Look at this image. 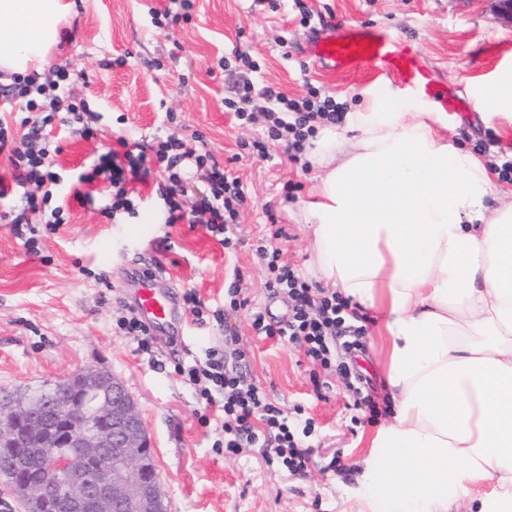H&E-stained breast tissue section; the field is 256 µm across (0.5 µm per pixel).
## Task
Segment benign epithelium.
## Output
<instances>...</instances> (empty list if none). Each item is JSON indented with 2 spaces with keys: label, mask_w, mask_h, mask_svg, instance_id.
Segmentation results:
<instances>
[{
  "label": "benign epithelium",
  "mask_w": 512,
  "mask_h": 512,
  "mask_svg": "<svg viewBox=\"0 0 512 512\" xmlns=\"http://www.w3.org/2000/svg\"><path fill=\"white\" fill-rule=\"evenodd\" d=\"M60 400L0 394V476L26 485L27 512H166L145 458L143 420L125 384L104 371L61 383ZM51 449L50 473L28 478L31 448Z\"/></svg>",
  "instance_id": "obj_1"
}]
</instances>
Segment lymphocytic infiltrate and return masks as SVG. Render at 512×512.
I'll list each match as a JSON object with an SVG mask.
<instances>
[{
    "instance_id": "1",
    "label": "lymphocytic infiltrate",
    "mask_w": 512,
    "mask_h": 512,
    "mask_svg": "<svg viewBox=\"0 0 512 512\" xmlns=\"http://www.w3.org/2000/svg\"><path fill=\"white\" fill-rule=\"evenodd\" d=\"M69 79L70 73L63 65L55 67L53 78L42 82L33 75L13 76L10 96L26 115L16 131L0 120V156L8 162L13 180L9 186L0 181V201L18 191L25 202L22 209L1 210L0 222L9 224L31 253L38 250L41 231H56L67 220L64 207L55 203L62 190L59 177L49 169L48 159L53 153L49 127L57 124L66 132L77 131L89 138L95 134L92 124L96 115L87 111L85 102L71 96ZM257 97L266 103L270 139L283 141L293 161L298 160L318 126L339 120L332 99L321 100L314 94L301 100L289 99L272 87L258 88L248 82L229 103L240 124L253 121L248 107ZM153 169L164 178L159 194L168 226L200 224L224 248L236 244L238 217L246 201L240 180L230 176L212 152L172 128L147 144L117 137L115 147L98 156L78 177L79 182L87 184L104 182L105 190L96 194L77 191L73 197L81 206H100L115 218L135 217L142 201L138 186L146 182ZM198 181L203 182V190L191 192L192 183ZM36 213L44 216L42 226L31 221ZM256 252L263 262L268 288L289 304L287 318L276 319L267 309L250 305L235 282L227 290L228 306L224 309L206 305L195 289H187L182 300L192 324L218 330L222 338L204 349L202 359L191 364L176 363L174 373L192 389L200 423L213 427L214 452L236 454L259 445L267 463L301 474L313 462V450L303 440L314 432V421L285 415L251 376L246 351L233 345L237 331L226 312L245 310L255 336L287 341L318 366V373L311 376L317 398H325L329 388L328 382L321 380V373L339 374L353 396V410L366 420L380 413L357 370V354L365 349L371 319L352 306L350 298L310 285L295 267L283 262L282 249L261 244Z\"/></svg>"
}]
</instances>
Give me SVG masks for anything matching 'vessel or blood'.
<instances>
[{"label":"vessel or blood","mask_w":512,"mask_h":512,"mask_svg":"<svg viewBox=\"0 0 512 512\" xmlns=\"http://www.w3.org/2000/svg\"><path fill=\"white\" fill-rule=\"evenodd\" d=\"M309 52L329 71L343 76L370 70L394 92L422 101L443 118H455L460 110L456 95L439 88L414 46L391 29L348 25L316 42ZM127 297L154 335H180L188 329L185 311L159 273L142 269L131 275Z\"/></svg>","instance_id":"obj_1"}]
</instances>
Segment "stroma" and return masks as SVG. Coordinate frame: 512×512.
I'll return each instance as SVG.
<instances>
[{
	"instance_id": "obj_1",
	"label": "stroma",
	"mask_w": 512,
	"mask_h": 512,
	"mask_svg": "<svg viewBox=\"0 0 512 512\" xmlns=\"http://www.w3.org/2000/svg\"><path fill=\"white\" fill-rule=\"evenodd\" d=\"M70 2L53 60L68 66L75 96L101 119L95 137L61 133L53 170L71 185L117 136L151 140L164 128L166 113H174L180 134L201 136L242 182L248 200L238 219L241 241L228 252L202 228L166 226L155 172L140 187L136 217L122 224L65 197L67 223L41 237L34 254L0 223V389L53 384L87 369L124 381L144 420L168 512H351L367 491L360 460L392 407L373 359L363 366L381 412L375 422L355 424L341 377L330 375L326 399H317L311 364L288 343L254 336L244 312L231 313L253 377L285 412L299 407L314 419V463L293 475L266 464L258 448L216 454L191 389L173 372L176 359L201 352L216 332L192 328L179 344L161 338L154 355L137 353L113 327L127 275L161 264L176 292L196 289L213 305L222 304L236 279L250 303L270 305L286 318L288 304L266 288L255 249L268 238L270 221H277L288 234L284 261L310 277L315 254L295 204L313 170L305 160H289L276 141H269L268 159L248 154L247 143L266 139L267 122L259 113L239 126L225 99L236 98L249 79L289 99L314 90L346 111L351 90L369 86V79L337 80L308 47L348 23L385 26L415 46L442 88L460 96L457 139L498 169L512 159V122L499 117L483 124L466 85L512 67V21L497 0H195L189 17L158 28L149 11L169 0ZM239 50L250 54L255 70L236 60ZM288 185L294 188L289 195Z\"/></svg>"
}]
</instances>
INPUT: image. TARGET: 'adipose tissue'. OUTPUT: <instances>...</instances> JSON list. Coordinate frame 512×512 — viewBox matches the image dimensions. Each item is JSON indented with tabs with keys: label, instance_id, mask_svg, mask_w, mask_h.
Returning a JSON list of instances; mask_svg holds the SVG:
<instances>
[{
	"label": "adipose tissue",
	"instance_id": "adipose-tissue-1",
	"mask_svg": "<svg viewBox=\"0 0 512 512\" xmlns=\"http://www.w3.org/2000/svg\"><path fill=\"white\" fill-rule=\"evenodd\" d=\"M63 0H0V70L48 66ZM483 122L512 119V68L473 79ZM309 138L319 173L298 210L325 283L383 320L393 403L359 512H512V189L444 134L447 120L376 85Z\"/></svg>",
	"mask_w": 512,
	"mask_h": 512
}]
</instances>
